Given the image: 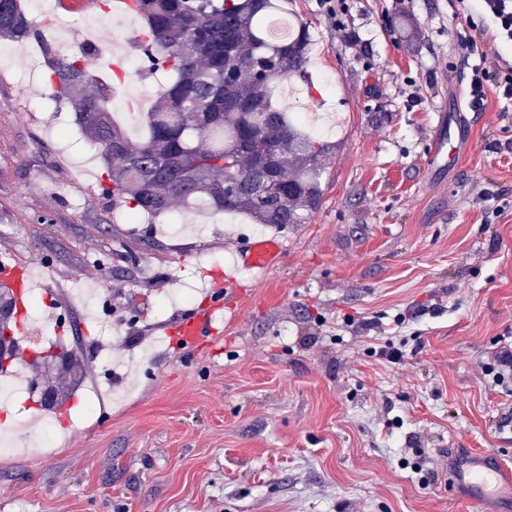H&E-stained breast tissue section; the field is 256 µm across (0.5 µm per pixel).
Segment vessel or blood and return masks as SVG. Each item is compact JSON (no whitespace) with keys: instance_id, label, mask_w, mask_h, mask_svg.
<instances>
[{"instance_id":"vessel-or-blood-1","label":"vessel or blood","mask_w":512,"mask_h":512,"mask_svg":"<svg viewBox=\"0 0 512 512\" xmlns=\"http://www.w3.org/2000/svg\"><path fill=\"white\" fill-rule=\"evenodd\" d=\"M436 164L458 165L461 159L455 135L439 137L433 153ZM285 252L282 240L269 237L256 239L244 245L239 253L242 263L256 276H264L275 267ZM0 283L27 289L30 270L21 260L0 251ZM221 297L210 301L208 311L180 318L171 327L169 346L176 350H195L210 342L217 330L212 324V309L221 307ZM448 475L454 486L464 491V498L482 512L485 504L499 506L512 504V466L494 453L471 449L465 453L449 452Z\"/></svg>"}]
</instances>
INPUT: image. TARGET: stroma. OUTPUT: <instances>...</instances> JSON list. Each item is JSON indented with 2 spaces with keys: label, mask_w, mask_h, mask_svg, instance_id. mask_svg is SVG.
I'll return each instance as SVG.
<instances>
[{
  "label": "stroma",
  "mask_w": 512,
  "mask_h": 512,
  "mask_svg": "<svg viewBox=\"0 0 512 512\" xmlns=\"http://www.w3.org/2000/svg\"><path fill=\"white\" fill-rule=\"evenodd\" d=\"M281 4L320 98L288 81L275 99L336 145L319 207L284 228L180 207L127 223L73 113L23 73L37 43L0 42V245L109 310L70 311L97 409L72 396L58 447L0 452V512H472L449 447L512 465V376L484 372L512 350V103L458 99L456 0H348L342 31L317 0ZM442 99L463 158L438 171ZM261 236L286 253L258 278L236 253ZM217 272L247 301L176 353L166 327Z\"/></svg>",
  "instance_id": "35a3bbf8"
}]
</instances>
